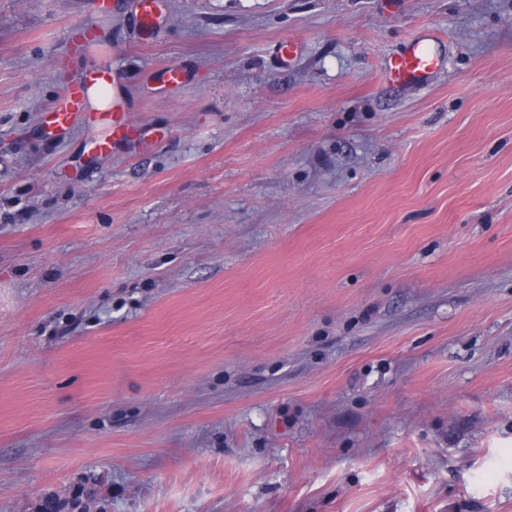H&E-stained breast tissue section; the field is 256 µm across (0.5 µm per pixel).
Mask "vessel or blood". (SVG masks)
Segmentation results:
<instances>
[{
    "instance_id": "b4317fda",
    "label": "vessel or blood",
    "mask_w": 512,
    "mask_h": 512,
    "mask_svg": "<svg viewBox=\"0 0 512 512\" xmlns=\"http://www.w3.org/2000/svg\"><path fill=\"white\" fill-rule=\"evenodd\" d=\"M98 38L99 31L95 27H73L68 36L70 56L84 54ZM435 43V36L428 32L411 39L404 49L389 61L385 72L386 79L402 85L428 83L439 66ZM112 82L109 71L105 69L91 70L78 80L69 82L66 90L45 114L47 132L62 139L77 124H99L104 126L105 131L90 142V151L95 155L110 153L116 142L128 139L135 132L124 115L93 112L88 108L90 89L94 88L104 93L108 91Z\"/></svg>"
}]
</instances>
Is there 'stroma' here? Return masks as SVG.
Masks as SVG:
<instances>
[{
    "label": "stroma",
    "mask_w": 512,
    "mask_h": 512,
    "mask_svg": "<svg viewBox=\"0 0 512 512\" xmlns=\"http://www.w3.org/2000/svg\"><path fill=\"white\" fill-rule=\"evenodd\" d=\"M159 13L71 60L94 156L97 9L0 0V512H512V0ZM99 38L97 28L90 25L75 26L70 30L68 36L69 55L59 63V69L62 65L69 67L71 58L84 54ZM436 37L422 32L411 39L386 67L385 77L402 85L427 84L439 66L435 51ZM115 80L107 69H94L75 81H69L66 90L45 112L46 132L58 139L65 138L79 123L99 124L106 127L104 133L89 143L94 155H106L117 141L128 139L137 130L116 112H88V93L95 87L107 93Z\"/></svg>",
    "instance_id": "stroma-1"
}]
</instances>
